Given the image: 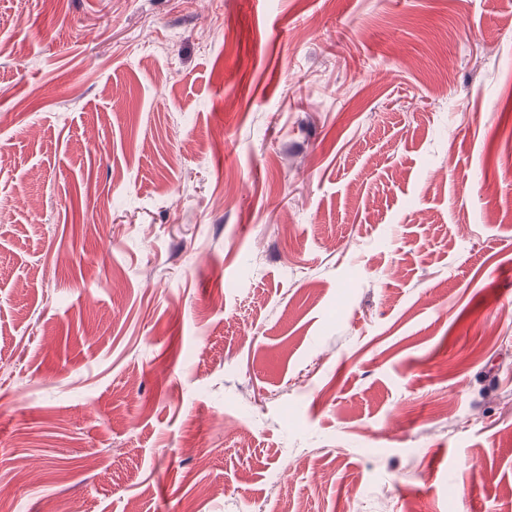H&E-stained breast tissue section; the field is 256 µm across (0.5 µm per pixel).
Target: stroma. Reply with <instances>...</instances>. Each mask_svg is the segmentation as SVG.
Wrapping results in <instances>:
<instances>
[{"label": "stroma", "mask_w": 512, "mask_h": 512, "mask_svg": "<svg viewBox=\"0 0 512 512\" xmlns=\"http://www.w3.org/2000/svg\"><path fill=\"white\" fill-rule=\"evenodd\" d=\"M75 504L512 512V0H0V512Z\"/></svg>", "instance_id": "obj_1"}]
</instances>
